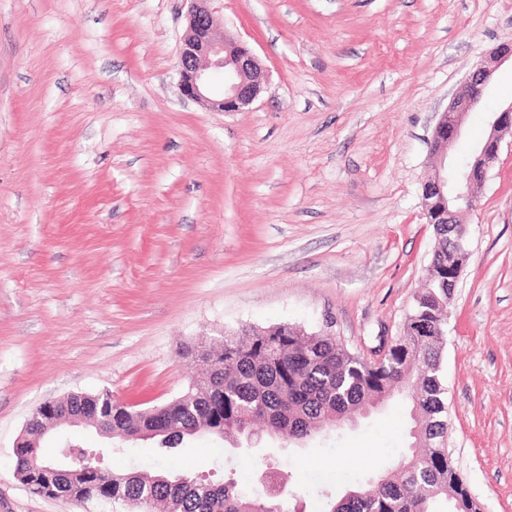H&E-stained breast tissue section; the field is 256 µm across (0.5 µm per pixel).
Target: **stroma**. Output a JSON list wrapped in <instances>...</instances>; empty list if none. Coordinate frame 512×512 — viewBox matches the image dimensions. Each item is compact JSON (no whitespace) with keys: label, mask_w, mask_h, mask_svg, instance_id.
<instances>
[{"label":"stroma","mask_w":512,"mask_h":512,"mask_svg":"<svg viewBox=\"0 0 512 512\" xmlns=\"http://www.w3.org/2000/svg\"><path fill=\"white\" fill-rule=\"evenodd\" d=\"M187 0H0V512H133L32 494L14 443L37 405L111 391L145 409L197 373L184 346L244 326L330 333L370 358L399 336L435 233L429 139L471 65L512 40V0H223L219 20L268 74L251 109L178 89ZM512 102L498 65L448 160ZM468 223L442 376L448 446L481 512H512V130ZM394 401L299 449L201 432L165 450L60 438L125 471H189L298 512L396 461Z\"/></svg>","instance_id":"1"}]
</instances>
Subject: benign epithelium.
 Masks as SVG:
<instances>
[{
    "mask_svg": "<svg viewBox=\"0 0 512 512\" xmlns=\"http://www.w3.org/2000/svg\"><path fill=\"white\" fill-rule=\"evenodd\" d=\"M188 33L178 58V87L181 95L217 112H243L251 107L263 89L266 74L253 50L224 34L215 13L221 0H187ZM512 59V41L499 44L489 58L476 61L467 75L463 90L456 95L436 124L431 138V153L440 160L439 167L422 181L421 199L427 223L433 225L437 238L448 237L458 251L467 245L465 216L472 211L461 198L472 202L486 182L489 170L501 149L499 133L512 129V103L492 115L490 132L479 143L463 167H448V150L463 134L465 119L484 97L499 63ZM85 393H71L49 400L54 414L61 404L80 419L77 423L94 428L102 437L112 439V420L87 414Z\"/></svg>",
    "mask_w": 512,
    "mask_h": 512,
    "instance_id": "7a95c632",
    "label": "benign epithelium"
}]
</instances>
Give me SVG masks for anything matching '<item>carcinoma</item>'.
Instances as JSON below:
<instances>
[{
    "mask_svg": "<svg viewBox=\"0 0 512 512\" xmlns=\"http://www.w3.org/2000/svg\"><path fill=\"white\" fill-rule=\"evenodd\" d=\"M465 258L435 241L425 288L413 298L402 332L382 361L351 352L335 338L283 324L243 328L224 335L212 362L180 397L135 416L108 390L90 402L112 409L113 439L134 432L165 431L162 448H177L206 431L235 441L264 424L283 441L301 444L357 423L396 396L410 405V443L386 471L361 475L325 512H479L465 478L444 447L448 432L442 353L447 341L448 268ZM16 474L33 494L74 503L112 500L139 512H289L288 498L251 497L227 479L215 483L189 472H124L90 463L63 470L48 482L53 461L38 446L15 449Z\"/></svg>",
    "mask_w": 512,
    "mask_h": 512,
    "instance_id": "cac0c4a2",
    "label": "carcinoma"
}]
</instances>
